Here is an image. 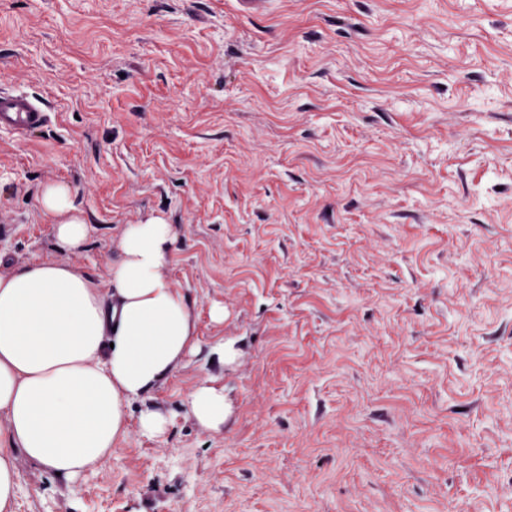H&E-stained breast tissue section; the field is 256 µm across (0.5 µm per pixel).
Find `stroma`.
Wrapping results in <instances>:
<instances>
[{"mask_svg":"<svg viewBox=\"0 0 512 512\" xmlns=\"http://www.w3.org/2000/svg\"><path fill=\"white\" fill-rule=\"evenodd\" d=\"M237 5L0 0V93L47 114L0 129V272L106 277L159 216L198 308L168 433L72 486L19 458L15 512H512V0ZM211 379L219 432L185 411ZM40 207L61 247L70 251L86 244L90 226L84 212L74 205L68 186L58 183L46 185L41 194Z\"/></svg>","mask_w":512,"mask_h":512,"instance_id":"35a3bbf8","label":"stroma"}]
</instances>
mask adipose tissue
Segmentation results:
<instances>
[{"label":"adipose tissue","instance_id":"ef3b65f1","mask_svg":"<svg viewBox=\"0 0 512 512\" xmlns=\"http://www.w3.org/2000/svg\"><path fill=\"white\" fill-rule=\"evenodd\" d=\"M40 207L61 247L86 244L90 226L68 186L46 185ZM177 242L152 216L125 225L106 278L62 260L0 273V512L14 510L16 453L72 482L111 457L130 421L148 437L168 432L169 415L148 398L197 348L196 302L169 277ZM186 411L211 431L232 413L214 382L190 390Z\"/></svg>","mask_w":512,"mask_h":512}]
</instances>
